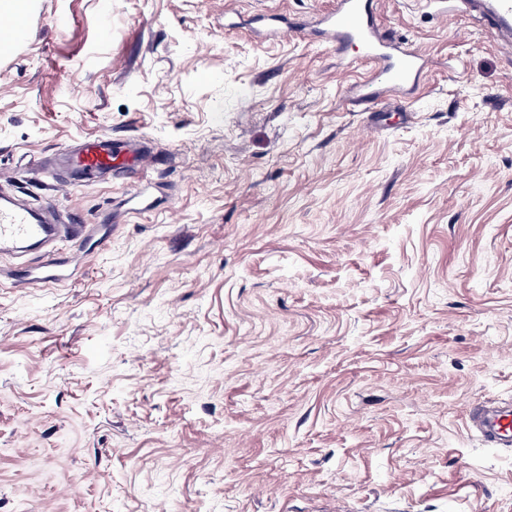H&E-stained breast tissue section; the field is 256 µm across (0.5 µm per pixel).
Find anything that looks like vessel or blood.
Wrapping results in <instances>:
<instances>
[{"label":"vessel or blood","instance_id":"b4317fda","mask_svg":"<svg viewBox=\"0 0 512 512\" xmlns=\"http://www.w3.org/2000/svg\"><path fill=\"white\" fill-rule=\"evenodd\" d=\"M451 11L475 12L504 38L512 37V0H448ZM315 42L333 45L337 52L357 51V64L371 66L381 77L380 85H364L365 96L376 92L400 94L411 89L424 69L423 55L408 44L383 36L374 11V0H336L334 9L324 12L307 30ZM155 154L147 143H113L111 137L94 136L84 140L72 157L74 169L84 180H91L133 163L138 181L136 195H143L147 173ZM79 224L57 223L51 198L36 206L13 194L0 195V253L6 252L20 264L19 286L50 287L69 281L73 274L71 257L61 255L63 237H84ZM469 426L482 439L497 448L512 447V406H475Z\"/></svg>","mask_w":512,"mask_h":512}]
</instances>
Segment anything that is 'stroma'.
<instances>
[{"label":"stroma","instance_id":"1","mask_svg":"<svg viewBox=\"0 0 512 512\" xmlns=\"http://www.w3.org/2000/svg\"><path fill=\"white\" fill-rule=\"evenodd\" d=\"M333 0H34L0 54V192L50 170L77 262L0 260V512H512V44L378 0L406 94L308 43ZM287 15L291 34L257 38ZM149 143L133 182L65 148ZM469 427L496 448L512 447V406H475Z\"/></svg>","mask_w":512,"mask_h":512}]
</instances>
